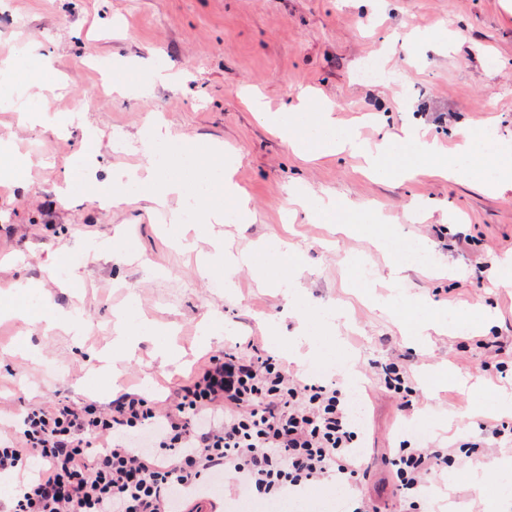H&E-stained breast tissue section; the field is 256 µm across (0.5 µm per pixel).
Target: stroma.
I'll list each match as a JSON object with an SVG mask.
<instances>
[{
  "instance_id": "stroma-1",
  "label": "stroma",
  "mask_w": 512,
  "mask_h": 512,
  "mask_svg": "<svg viewBox=\"0 0 512 512\" xmlns=\"http://www.w3.org/2000/svg\"><path fill=\"white\" fill-rule=\"evenodd\" d=\"M34 44L54 69L24 90L29 110L57 125H24L0 108V168L17 155L43 159L24 184L0 186V294L17 283L39 288L44 314L76 312L74 328H46L0 317V423L23 406L63 394L110 403L113 395L91 366L112 346L118 313L137 300L143 316L167 329L180 357L164 363L157 342L140 341L134 359L116 369L124 389L143 388L165 403L177 385L212 354L238 342L286 362L303 378L357 383L365 402L364 486L381 512H399L388 463L402 439L440 448L465 440L477 423L505 420L496 395H512V290L491 284L501 259L512 257V186L496 192L470 180L428 173L377 181L360 158L305 159L242 102L261 95L274 109L303 91L336 105L341 124L369 142L380 129L408 124L446 148L463 128L512 137V10L505 0H5L0 7V57ZM380 57L383 77L365 81V59ZM173 81L143 92L157 58ZM164 123L189 148L216 141L236 155L234 179L247 192L244 224L214 225L240 248L286 242L298 259L302 306L331 307L340 317L320 332L316 357L292 361L287 343L299 323L292 301L256 282L248 269L236 286L218 287L194 254L165 231L166 208L138 202L120 209L91 204V177L143 163L139 133ZM83 174L60 201L64 170ZM367 204L390 221L401 244L429 247L432 266H407L401 288L390 286L388 250L365 231L337 232L322 219L292 215L290 194ZM67 248L75 284L48 276L51 257ZM370 277L360 275L362 265ZM449 308L463 317L491 315L481 332L407 335L421 308ZM224 329L204 343L202 324ZM505 349L492 358L480 339ZM503 369H496V362ZM407 368L416 395L401 407L373 367ZM447 366L453 380L433 376ZM483 413L465 414L468 403ZM496 484H474L457 466L429 478L419 512H490Z\"/></svg>"
}]
</instances>
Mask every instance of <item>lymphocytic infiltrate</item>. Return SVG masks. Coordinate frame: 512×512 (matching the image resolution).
Wrapping results in <instances>:
<instances>
[{
  "mask_svg": "<svg viewBox=\"0 0 512 512\" xmlns=\"http://www.w3.org/2000/svg\"><path fill=\"white\" fill-rule=\"evenodd\" d=\"M364 431L348 387L295 379L273 356L232 346L163 408L142 393L25 408L0 438V474L16 479L5 512H191L217 477L274 502L339 479L351 512H377L358 492ZM447 464V449L401 444L390 465L406 512Z\"/></svg>",
  "mask_w": 512,
  "mask_h": 512,
  "instance_id": "f902f5d3",
  "label": "lymphocytic infiltrate"
}]
</instances>
